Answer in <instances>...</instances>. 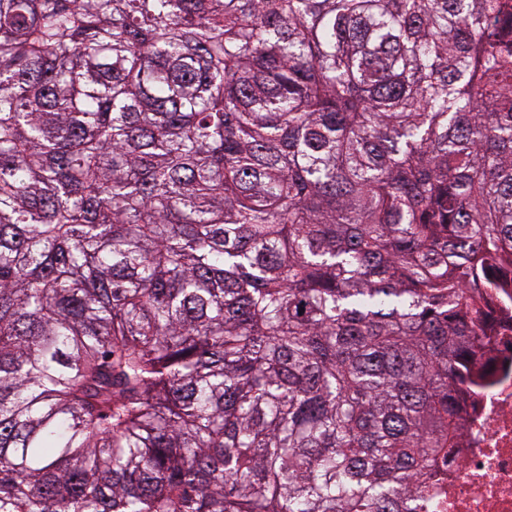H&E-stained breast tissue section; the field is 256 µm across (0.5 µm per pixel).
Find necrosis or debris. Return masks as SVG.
<instances>
[{
	"mask_svg": "<svg viewBox=\"0 0 512 512\" xmlns=\"http://www.w3.org/2000/svg\"><path fill=\"white\" fill-rule=\"evenodd\" d=\"M489 350L461 387L459 446L422 484L426 512H512V289L490 301Z\"/></svg>",
	"mask_w": 512,
	"mask_h": 512,
	"instance_id": "1",
	"label": "necrosis or debris"
}]
</instances>
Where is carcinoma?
Masks as SVG:
<instances>
[{
    "label": "carcinoma",
    "instance_id": "1",
    "mask_svg": "<svg viewBox=\"0 0 512 512\" xmlns=\"http://www.w3.org/2000/svg\"><path fill=\"white\" fill-rule=\"evenodd\" d=\"M512 259V0H0V512H406Z\"/></svg>",
    "mask_w": 512,
    "mask_h": 512
}]
</instances>
